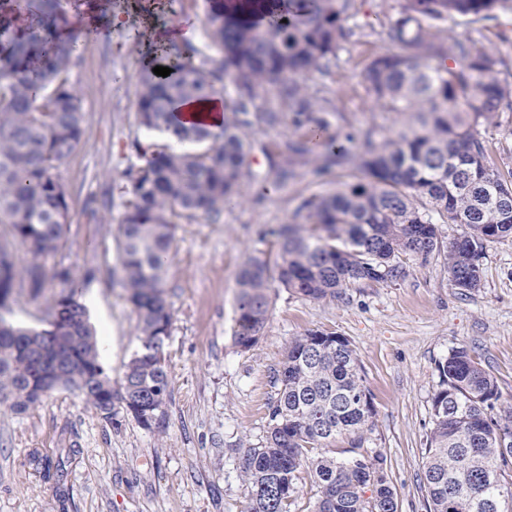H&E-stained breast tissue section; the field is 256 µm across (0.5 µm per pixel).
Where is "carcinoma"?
<instances>
[{"label": "carcinoma", "instance_id": "1", "mask_svg": "<svg viewBox=\"0 0 512 512\" xmlns=\"http://www.w3.org/2000/svg\"><path fill=\"white\" fill-rule=\"evenodd\" d=\"M0 0V224L30 255L16 267L0 243V405L24 414L64 388L118 427L122 406L147 429H159L169 375L164 343L172 325L165 291L174 226L242 198L251 175L249 133L286 127L280 155L313 161L322 176L350 168L353 181L304 198L268 230L276 257L250 256L236 280L235 344L250 349L264 333L270 288L277 283L312 300H334L357 283L404 274L400 257H443L452 286L482 285L488 243L512 236V168L503 169L481 130L500 125L512 82L501 78L494 49L477 40L440 38L448 19L512 12V0H398L386 44L363 72L383 112H406V125L378 142L374 129L357 136L332 126L331 101L310 92L306 76L327 74L341 43L354 34L356 0H205L209 36L219 55L194 61L187 44H155L137 92L139 124L170 143H134L143 163L126 176L129 199L120 222V283L138 314L141 349L112 384L101 339L76 289L51 295L39 341L14 318L17 285L37 297L72 271L48 265L66 244L67 191L55 170L82 141L85 112L65 74L73 42L55 36L60 0H35L36 26L16 27L15 4ZM168 67L167 77L154 74ZM234 88L236 97L228 96ZM280 106L257 111L269 88ZM224 100V123L184 122L183 101ZM466 231L447 242L440 225ZM430 430L421 483L429 512H512V407L495 414L496 381L464 346L436 361ZM280 389L267 408L265 443L244 451L248 512H288L294 477L314 466V512H398L384 458L328 455L339 436L360 447L374 415L369 391L348 340L311 331L288 341ZM322 453L308 460L306 452Z\"/></svg>", "mask_w": 512, "mask_h": 512}]
</instances>
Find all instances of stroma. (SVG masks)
Segmentation results:
<instances>
[{
  "mask_svg": "<svg viewBox=\"0 0 512 512\" xmlns=\"http://www.w3.org/2000/svg\"><path fill=\"white\" fill-rule=\"evenodd\" d=\"M360 36L345 43L329 76L313 75L311 90L330 88L348 129L395 132L403 117L379 111L362 72L380 46L381 21L397 0H358ZM186 29L199 54L215 49L203 0H61L58 31L77 35L78 62L68 81L86 113L81 144L57 174L68 193L70 229L55 263L77 275L91 323L105 336L102 357L113 380L139 348L137 316L113 272L119 267L118 225L128 198L126 171L138 164L131 143L159 142L137 123L141 61L152 33ZM449 35L491 43L512 81V12L492 19L458 16ZM287 129L254 128L258 145L246 202L219 220L202 216L176 225L165 275L173 321L164 344L170 385L162 431L123 416L114 429L74 393L57 390L28 413L0 407V512H244V450L266 435L267 406L291 337L321 331L345 337L372 395L374 415L360 451L383 455L399 512H426L420 486L432 427L435 363L465 345L498 385V406L512 405V236L489 243L478 291L451 286L441 256L403 259L404 277L353 285L342 298L316 301L279 287L261 340L237 347L236 275L251 255L270 253L265 230L287 220L302 199L350 181L336 169L315 176L311 165L280 181L269 172Z\"/></svg>",
  "mask_w": 512,
  "mask_h": 512,
  "instance_id": "obj_1",
  "label": "stroma"
}]
</instances>
